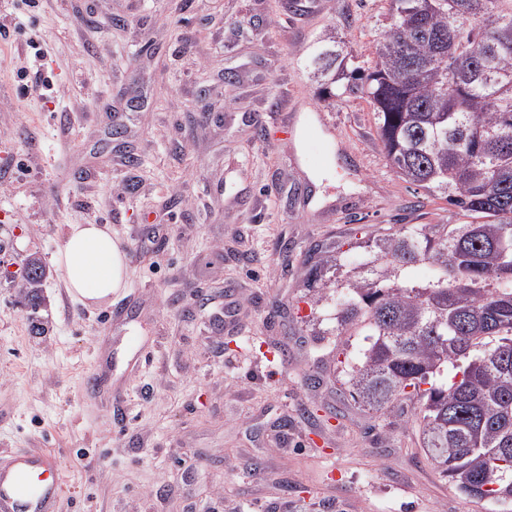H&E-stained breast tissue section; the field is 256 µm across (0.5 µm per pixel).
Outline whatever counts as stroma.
Masks as SVG:
<instances>
[{"mask_svg": "<svg viewBox=\"0 0 512 512\" xmlns=\"http://www.w3.org/2000/svg\"><path fill=\"white\" fill-rule=\"evenodd\" d=\"M298 2L0 0V450L54 452L58 512H499L433 467L415 402L348 393L368 339L337 334L336 297L376 231L464 218L313 77L331 44L370 67L391 0ZM30 38L48 100L16 89ZM70 224L122 239L112 303L68 295ZM26 273L24 274V271ZM39 271V274L37 272ZM35 274V276H32ZM46 269L41 258L31 255L25 259V266L22 272V279L25 288V298L29 302L31 308L36 309L39 306V288H42L45 279Z\"/></svg>", "mask_w": 512, "mask_h": 512, "instance_id": "35a3bbf8", "label": "stroma"}]
</instances>
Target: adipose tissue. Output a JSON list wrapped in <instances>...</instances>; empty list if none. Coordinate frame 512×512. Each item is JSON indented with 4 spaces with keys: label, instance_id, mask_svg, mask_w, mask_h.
Returning <instances> with one entry per match:
<instances>
[{
    "label": "adipose tissue",
    "instance_id": "adipose-tissue-1",
    "mask_svg": "<svg viewBox=\"0 0 512 512\" xmlns=\"http://www.w3.org/2000/svg\"><path fill=\"white\" fill-rule=\"evenodd\" d=\"M54 262L68 294L87 306L111 302L129 267L121 240L107 224H71Z\"/></svg>",
    "mask_w": 512,
    "mask_h": 512
}]
</instances>
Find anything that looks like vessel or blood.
I'll list each match as a JSON object with an SVG mask.
<instances>
[{"mask_svg": "<svg viewBox=\"0 0 512 512\" xmlns=\"http://www.w3.org/2000/svg\"><path fill=\"white\" fill-rule=\"evenodd\" d=\"M63 490L55 454L24 448L0 452V512H58Z\"/></svg>", "mask_w": 512, "mask_h": 512, "instance_id": "vessel-or-blood-1", "label": "vessel or blood"}]
</instances>
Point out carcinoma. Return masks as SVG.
<instances>
[{"label":"carcinoma","instance_id":"carcinoma-1","mask_svg":"<svg viewBox=\"0 0 512 512\" xmlns=\"http://www.w3.org/2000/svg\"><path fill=\"white\" fill-rule=\"evenodd\" d=\"M372 67L318 55L326 100L372 105L395 172L469 219L383 229L378 254L346 284L337 334L369 336L348 373L351 398L385 414L418 404L422 448L464 494L512 505V0H392ZM349 80L336 87V74ZM425 263L417 285L402 270ZM39 306L46 269L25 259ZM454 375L435 377L446 366Z\"/></svg>","mask_w":512,"mask_h":512}]
</instances>
